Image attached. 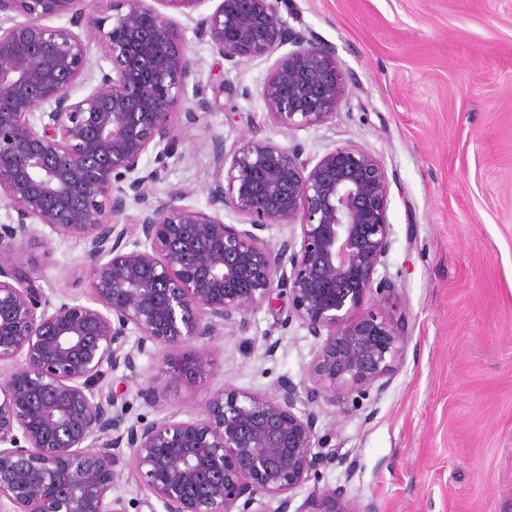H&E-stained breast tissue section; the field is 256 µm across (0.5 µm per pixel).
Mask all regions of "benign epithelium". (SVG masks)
I'll return each instance as SVG.
<instances>
[{"label":"benign epithelium","mask_w":512,"mask_h":512,"mask_svg":"<svg viewBox=\"0 0 512 512\" xmlns=\"http://www.w3.org/2000/svg\"><path fill=\"white\" fill-rule=\"evenodd\" d=\"M206 2L107 0L93 16L87 0H0V200L13 211L0 224V364L12 366L0 382V512H129L112 495L127 469L164 512H262L263 498L274 512H381L344 485L319 486L336 450L321 452L329 435L312 409L383 391L409 339L382 273L391 228L380 157L346 145L313 161L300 145L254 137L228 157L219 144L211 211L175 205L187 194L177 189L140 211L133 248L118 229L128 201L164 178L176 121L213 107L159 7L199 13L196 35L233 68L273 59L260 96L274 125L325 124L344 101L334 48L292 31L279 0H219L204 13ZM54 18L67 24H46ZM88 27L108 63L96 78ZM79 83L88 89L76 98ZM226 209L241 223H224ZM273 225L288 229L276 245L262 236ZM41 226L89 243V302L52 304L22 267L19 244ZM283 295L288 320L315 341L308 381L207 390L188 420L130 421L97 396L104 370L135 371L150 345L171 351L172 377L200 383L217 331L246 329Z\"/></svg>","instance_id":"obj_1"}]
</instances>
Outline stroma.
Segmentation results:
<instances>
[{
  "label": "stroma",
  "instance_id": "1",
  "mask_svg": "<svg viewBox=\"0 0 512 512\" xmlns=\"http://www.w3.org/2000/svg\"><path fill=\"white\" fill-rule=\"evenodd\" d=\"M289 28L330 44L346 99L320 126L269 121L259 89L268 62L234 68L172 18L224 92L194 123H178L172 156L149 203L186 189L184 206L208 210L214 147L232 153L246 138L302 145L308 157L354 144L388 171V275L409 341L390 385L357 410L322 404L336 460L320 485H347L382 512H512V0H288ZM87 245L42 228L22 256L52 304L86 298ZM281 299L224 328L208 343L201 387L172 378L166 351L140 356L136 371L107 372L96 391L149 419L197 417L200 389L270 392L308 376L315 343L287 319ZM276 344L266 355V344ZM157 405L139 396L145 384Z\"/></svg>",
  "mask_w": 512,
  "mask_h": 512
}]
</instances>
